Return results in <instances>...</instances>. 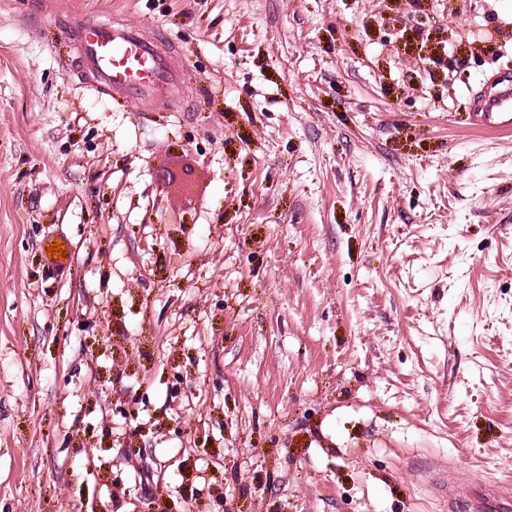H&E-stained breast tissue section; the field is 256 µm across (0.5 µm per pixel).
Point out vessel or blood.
<instances>
[{
    "mask_svg": "<svg viewBox=\"0 0 512 512\" xmlns=\"http://www.w3.org/2000/svg\"><path fill=\"white\" fill-rule=\"evenodd\" d=\"M63 35L73 43L81 67L96 88L138 100L164 98L173 108H183L182 70L177 50L167 39L109 20H80ZM495 85L493 93L475 100L473 123L511 136L512 75H500ZM428 483L444 512H512L511 482L465 480L441 465L432 467Z\"/></svg>",
    "mask_w": 512,
    "mask_h": 512,
    "instance_id": "obj_1",
    "label": "vessel or blood"
}]
</instances>
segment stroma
<instances>
[{
    "mask_svg": "<svg viewBox=\"0 0 512 512\" xmlns=\"http://www.w3.org/2000/svg\"><path fill=\"white\" fill-rule=\"evenodd\" d=\"M0 0V512H441L512 477V0ZM174 42L184 110L60 32ZM64 242L66 258L47 253ZM496 91L474 100L473 123L478 128L502 136L512 135V76L508 73L497 77ZM428 483L433 496L448 512H510L512 483L465 480L447 465L433 466Z\"/></svg>",
    "mask_w": 512,
    "mask_h": 512,
    "instance_id": "1",
    "label": "stroma"
}]
</instances>
